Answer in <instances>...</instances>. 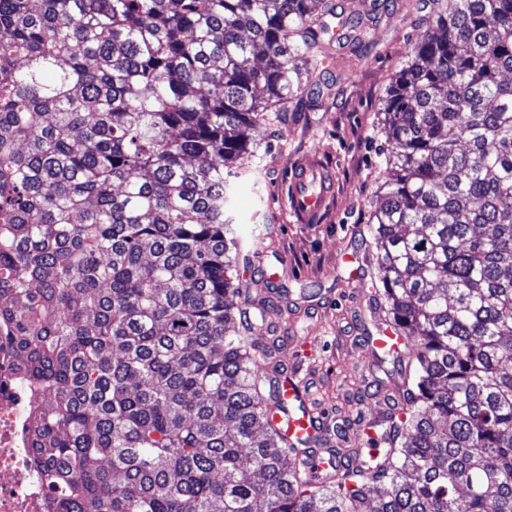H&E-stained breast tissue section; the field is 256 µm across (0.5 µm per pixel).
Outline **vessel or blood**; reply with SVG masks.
Here are the masks:
<instances>
[{"instance_id":"vessel-or-blood-1","label":"vessel or blood","mask_w":512,"mask_h":512,"mask_svg":"<svg viewBox=\"0 0 512 512\" xmlns=\"http://www.w3.org/2000/svg\"><path fill=\"white\" fill-rule=\"evenodd\" d=\"M333 186V176L320 160L313 159L293 167L289 203L296 222L314 223L332 195ZM280 422L288 436L292 438L314 436L322 429L320 420L309 413L297 419L284 416Z\"/></svg>"}]
</instances>
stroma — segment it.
Masks as SVG:
<instances>
[{"label": "stroma", "instance_id": "stroma-1", "mask_svg": "<svg viewBox=\"0 0 512 512\" xmlns=\"http://www.w3.org/2000/svg\"><path fill=\"white\" fill-rule=\"evenodd\" d=\"M412 2L389 0L393 15L376 26L360 62L342 47L331 55L325 79L332 93L322 110L256 130L257 153L242 170L229 206L238 223L260 225L267 233L270 246L261 256L276 272L281 296L265 308L252 338L276 343V357L305 386L306 409L352 406L365 421L376 420L390 399L385 391L365 392L375 364L393 368L368 344L384 329L375 309L369 227L381 182L375 149L384 139L387 89L424 33L407 16ZM310 157L332 169L335 190L315 223L298 224L288 213V171Z\"/></svg>", "mask_w": 512, "mask_h": 512}]
</instances>
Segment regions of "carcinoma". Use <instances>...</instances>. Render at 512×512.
<instances>
[{
	"mask_svg": "<svg viewBox=\"0 0 512 512\" xmlns=\"http://www.w3.org/2000/svg\"><path fill=\"white\" fill-rule=\"evenodd\" d=\"M415 12L371 225L407 409L319 486L237 325L264 240L226 192L383 0H0V326L48 512H512V0Z\"/></svg>",
	"mask_w": 512,
	"mask_h": 512,
	"instance_id": "obj_1",
	"label": "carcinoma"
}]
</instances>
